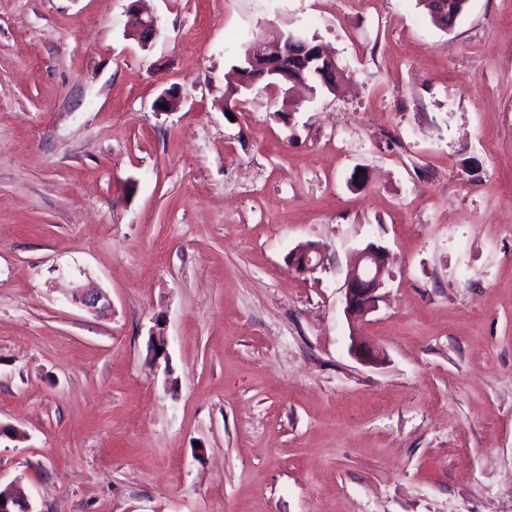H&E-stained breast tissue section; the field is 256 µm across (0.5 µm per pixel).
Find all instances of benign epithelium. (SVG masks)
Segmentation results:
<instances>
[{"label": "benign epithelium", "mask_w": 512, "mask_h": 512, "mask_svg": "<svg viewBox=\"0 0 512 512\" xmlns=\"http://www.w3.org/2000/svg\"><path fill=\"white\" fill-rule=\"evenodd\" d=\"M158 34L156 17L149 15L139 18L133 37L143 46ZM243 62L254 67L252 80L246 85L252 89L257 83H265V88L282 94L288 99L294 88L308 82H316L326 89L333 90L344 75V69L335 58L327 55L322 47L299 34L290 32L273 42L256 39L243 56ZM389 253L386 248L369 243L357 253V258L345 282V314L350 321L363 318L377 310L379 291L384 287ZM324 257L320 247L303 243L288 254V264L299 273H313L323 265ZM74 302L90 309L98 308L105 296L76 290L72 294ZM167 343L164 336L152 337L147 363L157 366L166 357ZM163 352H157V349ZM351 353L367 364L379 362L373 348L351 333ZM5 503L0 504V512H33L26 498H19L3 492Z\"/></svg>", "instance_id": "obj_1"}]
</instances>
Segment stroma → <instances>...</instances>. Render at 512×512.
<instances>
[{
    "instance_id": "obj_1",
    "label": "stroma",
    "mask_w": 512,
    "mask_h": 512,
    "mask_svg": "<svg viewBox=\"0 0 512 512\" xmlns=\"http://www.w3.org/2000/svg\"><path fill=\"white\" fill-rule=\"evenodd\" d=\"M288 31L337 91L230 97ZM0 426L34 512H512V0H0ZM323 261L321 248L307 243L298 245L288 255L289 266L299 273H313L323 265ZM388 260L386 248L375 243H368L358 251L344 288L345 314L352 325L355 320L377 310Z\"/></svg>"
}]
</instances>
